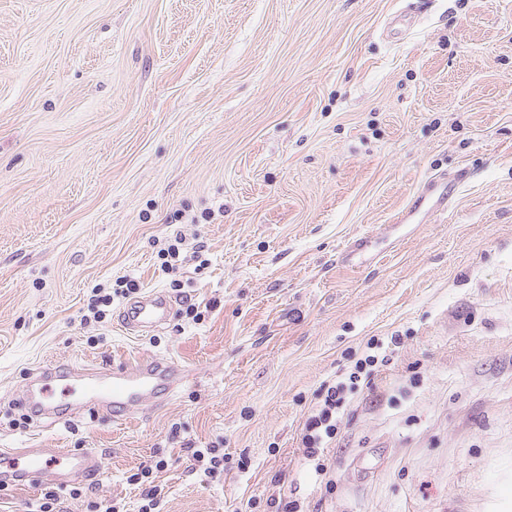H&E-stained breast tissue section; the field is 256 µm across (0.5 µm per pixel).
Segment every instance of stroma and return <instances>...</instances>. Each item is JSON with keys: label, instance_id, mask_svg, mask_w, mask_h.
I'll list each match as a JSON object with an SVG mask.
<instances>
[{"label": "stroma", "instance_id": "obj_1", "mask_svg": "<svg viewBox=\"0 0 512 512\" xmlns=\"http://www.w3.org/2000/svg\"><path fill=\"white\" fill-rule=\"evenodd\" d=\"M124 279L174 319L126 332ZM370 341L390 360L316 471L306 419ZM144 355L194 376L165 407L18 402ZM31 446L105 458L62 512L152 483L159 512H512V0H0V448ZM448 181V177H442L438 180H430L419 188L413 194L412 204L403 209L397 217L394 218L395 223L398 224H412L415 215L418 214L423 208L432 211L444 210L448 207V192L446 194V184L439 183L441 181Z\"/></svg>", "mask_w": 512, "mask_h": 512}]
</instances>
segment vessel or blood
<instances>
[{
  "instance_id": "obj_1",
  "label": "vessel or blood",
  "mask_w": 512,
  "mask_h": 512,
  "mask_svg": "<svg viewBox=\"0 0 512 512\" xmlns=\"http://www.w3.org/2000/svg\"><path fill=\"white\" fill-rule=\"evenodd\" d=\"M445 189V184L436 180L420 185L412 204L397 215V223H412L425 208L445 209ZM175 308L176 301L170 295L149 290L127 303L118 320L126 331L145 332L169 322ZM191 377L179 361L151 355L133 363L51 365L28 377L19 397L32 417L49 425L86 408L116 421L138 405H165ZM102 470V454L91 449L0 448V491L41 483L64 489Z\"/></svg>"
}]
</instances>
